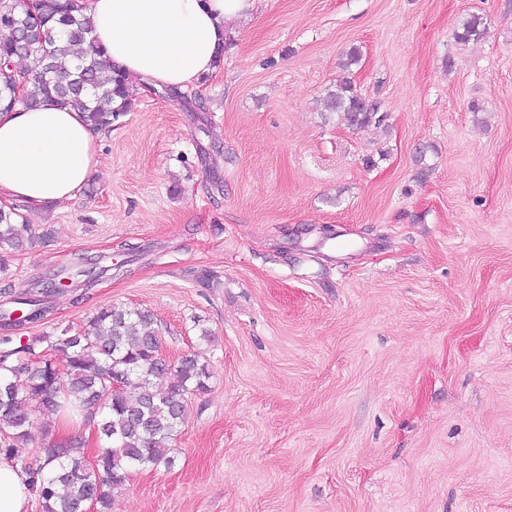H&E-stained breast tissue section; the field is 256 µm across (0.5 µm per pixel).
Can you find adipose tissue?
<instances>
[{"mask_svg": "<svg viewBox=\"0 0 512 512\" xmlns=\"http://www.w3.org/2000/svg\"><path fill=\"white\" fill-rule=\"evenodd\" d=\"M257 0H90L92 36L132 90L187 87L217 67L229 30ZM100 134L81 112L45 102L0 110V204L72 199L98 164ZM30 488L0 461V512H27Z\"/></svg>", "mask_w": 512, "mask_h": 512, "instance_id": "ef3b65f1", "label": "adipose tissue"}]
</instances>
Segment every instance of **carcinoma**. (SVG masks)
<instances>
[{"label":"carcinoma","instance_id":"1","mask_svg":"<svg viewBox=\"0 0 512 512\" xmlns=\"http://www.w3.org/2000/svg\"><path fill=\"white\" fill-rule=\"evenodd\" d=\"M41 27L29 28L18 0H0V106L17 104L14 74L28 77L23 105L32 108L46 100L85 114L95 129H110L128 106L126 79L100 61L102 49L91 36V20L79 0H41ZM486 22L472 15L456 34L458 42L479 41ZM35 56L40 70H18L15 61ZM325 107L356 128L380 126L387 114L378 102L366 106L349 77L328 91ZM35 238L34 225L17 208L0 207V275L9 271L15 250ZM124 274L123 265L99 267L82 260L74 276L81 290L97 285L108 271ZM0 327L18 326L14 312L28 323L47 312L49 294L35 283L23 298L1 288ZM61 354L44 358L37 344ZM162 334L154 316L139 309L107 306L78 329L37 342L0 339V453L21 459L32 425L29 401L46 414L69 406L97 415L101 441L96 466L88 464L83 442L74 438L58 446L44 443L34 463L22 468L35 487L43 512H112L114 496L136 470L171 468L172 442L188 420L186 397L208 388L207 360L190 351L172 363L161 356Z\"/></svg>","mask_w":512,"mask_h":512}]
</instances>
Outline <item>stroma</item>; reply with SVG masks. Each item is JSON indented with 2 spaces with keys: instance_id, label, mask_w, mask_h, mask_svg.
<instances>
[{
  "instance_id": "stroma-1",
  "label": "stroma",
  "mask_w": 512,
  "mask_h": 512,
  "mask_svg": "<svg viewBox=\"0 0 512 512\" xmlns=\"http://www.w3.org/2000/svg\"><path fill=\"white\" fill-rule=\"evenodd\" d=\"M471 14L488 32L458 44ZM353 47L384 127L322 107ZM98 150L5 282L129 273L22 336L146 309L210 372L174 466L113 512H512V0H260L215 74L136 96ZM72 436L98 445L38 416L22 456ZM124 265H114V267H98L97 263H93L88 261V259L82 258V261L80 262L79 269L73 271L75 273H71L70 276L63 277L65 279H72L75 276L80 277V279H77L74 281L79 285L81 288V291H87L97 285V282L99 281V278L102 277V275L108 271H114L113 276H121L124 275V272H127V270L124 271Z\"/></svg>"
}]
</instances>
